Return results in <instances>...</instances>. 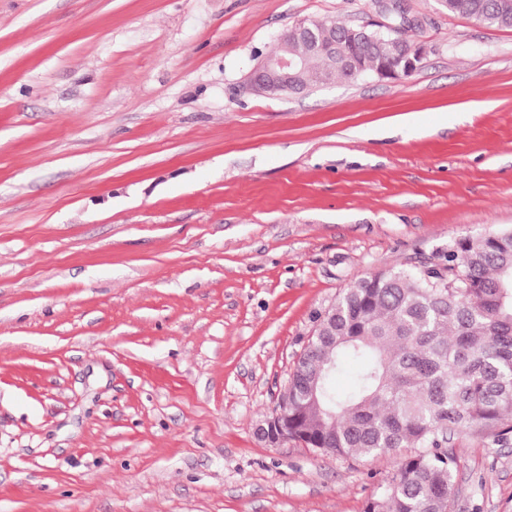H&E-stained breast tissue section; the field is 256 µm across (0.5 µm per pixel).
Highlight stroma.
Listing matches in <instances>:
<instances>
[{"label":"stroma","instance_id":"35a3bbf8","mask_svg":"<svg viewBox=\"0 0 512 512\" xmlns=\"http://www.w3.org/2000/svg\"><path fill=\"white\" fill-rule=\"evenodd\" d=\"M425 65L248 91L376 0H0V512H363L394 460L258 428L318 314L512 230V28L401 0ZM450 512H512L451 437ZM284 50L285 46L275 39L266 53L268 55H265L253 69L252 86L254 90L262 88L259 90V94L278 96V93L288 91V89L304 90L309 88L308 86L302 87L306 69L305 58L293 55L306 54V45L301 41L290 39L288 52L283 53Z\"/></svg>","mask_w":512,"mask_h":512}]
</instances>
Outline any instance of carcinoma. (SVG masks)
Returning a JSON list of instances; mask_svg holds the SVG:
<instances>
[{
  "label": "carcinoma",
  "mask_w": 512,
  "mask_h": 512,
  "mask_svg": "<svg viewBox=\"0 0 512 512\" xmlns=\"http://www.w3.org/2000/svg\"><path fill=\"white\" fill-rule=\"evenodd\" d=\"M450 15L512 28V0H442ZM316 20L324 43L347 40L359 77L378 76L409 30L381 34ZM304 55L306 45L273 41L268 53ZM321 83L350 81L322 56L309 58ZM443 270L363 278L337 298L309 338L279 405L288 436L322 454L390 457L396 473L363 512H450L454 456L445 438L489 429L512 433V231L460 239ZM360 362L352 389L336 391L343 362ZM406 448L417 452L405 454Z\"/></svg>",
  "instance_id": "obj_1"
}]
</instances>
